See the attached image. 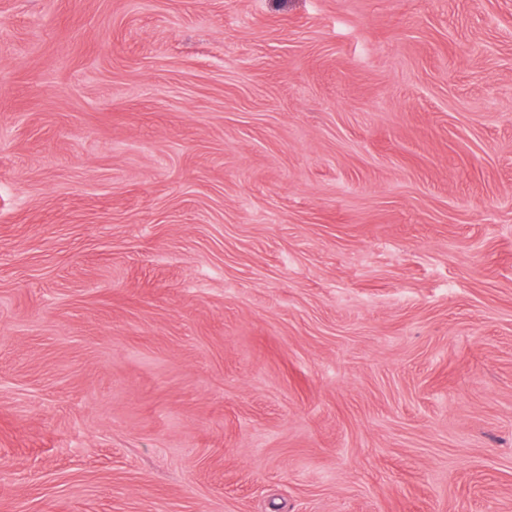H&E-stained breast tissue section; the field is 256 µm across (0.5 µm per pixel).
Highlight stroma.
Segmentation results:
<instances>
[{
    "mask_svg": "<svg viewBox=\"0 0 512 512\" xmlns=\"http://www.w3.org/2000/svg\"><path fill=\"white\" fill-rule=\"evenodd\" d=\"M0 512H512V0H0Z\"/></svg>",
    "mask_w": 512,
    "mask_h": 512,
    "instance_id": "obj_1",
    "label": "stroma"
}]
</instances>
